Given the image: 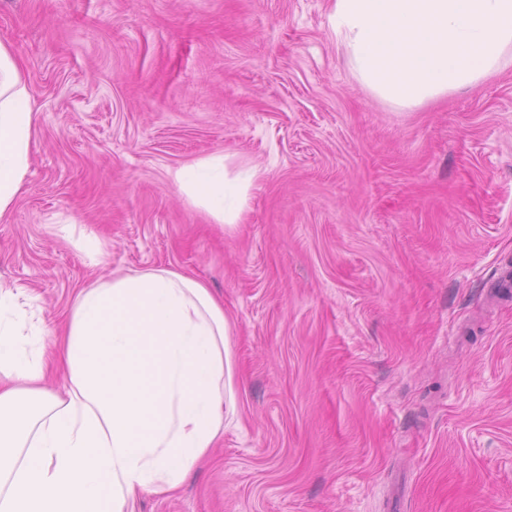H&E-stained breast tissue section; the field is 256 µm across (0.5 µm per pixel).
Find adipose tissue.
I'll return each instance as SVG.
<instances>
[{
    "mask_svg": "<svg viewBox=\"0 0 512 512\" xmlns=\"http://www.w3.org/2000/svg\"><path fill=\"white\" fill-rule=\"evenodd\" d=\"M329 26L356 80L400 109L512 68V0H332ZM36 121L24 66L0 42V221L22 193ZM261 176L221 153L170 174L186 205L228 226ZM228 334L201 278L129 269L76 291L55 358L39 295L0 279V512H134L140 494L176 490L224 428Z\"/></svg>",
    "mask_w": 512,
    "mask_h": 512,
    "instance_id": "obj_1",
    "label": "adipose tissue"
}]
</instances>
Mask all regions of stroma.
I'll return each mask as SVG.
<instances>
[{"mask_svg": "<svg viewBox=\"0 0 512 512\" xmlns=\"http://www.w3.org/2000/svg\"><path fill=\"white\" fill-rule=\"evenodd\" d=\"M331 0H0L38 120L0 277L49 328L108 269L224 301L234 410L135 512H512V69L411 110L376 100ZM261 167L243 223L170 170ZM54 233L63 239H77L86 259L92 266L99 265L102 261V249L96 237L83 228H78L77 224H56L53 225Z\"/></svg>", "mask_w": 512, "mask_h": 512, "instance_id": "1", "label": "stroma"}]
</instances>
